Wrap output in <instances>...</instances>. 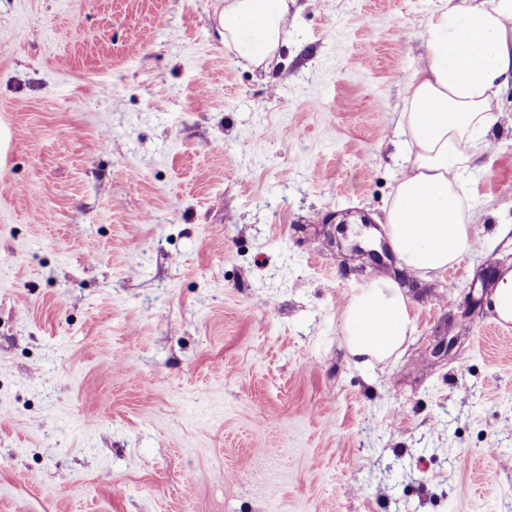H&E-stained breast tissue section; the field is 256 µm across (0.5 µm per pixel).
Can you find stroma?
Returning a JSON list of instances; mask_svg holds the SVG:
<instances>
[{"instance_id":"35a3bbf8","label":"stroma","mask_w":512,"mask_h":512,"mask_svg":"<svg viewBox=\"0 0 512 512\" xmlns=\"http://www.w3.org/2000/svg\"><path fill=\"white\" fill-rule=\"evenodd\" d=\"M434 6L290 0L262 69L216 0H0V512H512V90L477 248L384 233ZM382 276L415 331L366 374ZM491 300L499 323H512V270L503 274ZM341 318L347 351L360 370L395 361L414 332L409 300L391 277L359 286Z\"/></svg>"}]
</instances>
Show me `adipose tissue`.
<instances>
[{
    "mask_svg": "<svg viewBox=\"0 0 512 512\" xmlns=\"http://www.w3.org/2000/svg\"><path fill=\"white\" fill-rule=\"evenodd\" d=\"M427 51L406 86L401 175L385 210L392 250L428 276L448 270L475 244L474 203L462 190L478 167L502 94L512 88V0H438ZM224 45L268 67L282 45L288 0H223ZM347 351L361 370L395 361L414 332L399 284L380 277L344 305Z\"/></svg>",
    "mask_w": 512,
    "mask_h": 512,
    "instance_id": "obj_1",
    "label": "adipose tissue"
}]
</instances>
